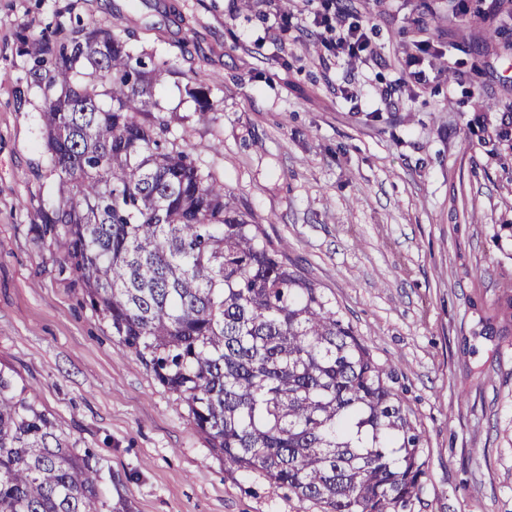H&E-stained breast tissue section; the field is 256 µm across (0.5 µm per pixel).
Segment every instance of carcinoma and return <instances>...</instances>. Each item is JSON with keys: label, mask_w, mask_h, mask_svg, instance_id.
<instances>
[{"label": "carcinoma", "mask_w": 512, "mask_h": 512, "mask_svg": "<svg viewBox=\"0 0 512 512\" xmlns=\"http://www.w3.org/2000/svg\"><path fill=\"white\" fill-rule=\"evenodd\" d=\"M55 176L40 211L61 267L112 335L183 397L224 472L253 474L305 512H413L426 431L394 372L224 183L167 137L155 98L172 73L91 20L32 51ZM197 111L214 110L202 82ZM512 168V128L476 117ZM512 327L505 287L482 329ZM100 459L0 370V512H130L101 491Z\"/></svg>", "instance_id": "1"}]
</instances>
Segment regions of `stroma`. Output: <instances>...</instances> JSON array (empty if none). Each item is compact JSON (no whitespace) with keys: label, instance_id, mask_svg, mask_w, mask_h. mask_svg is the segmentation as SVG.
<instances>
[{"label":"stroma","instance_id":"stroma-1","mask_svg":"<svg viewBox=\"0 0 512 512\" xmlns=\"http://www.w3.org/2000/svg\"><path fill=\"white\" fill-rule=\"evenodd\" d=\"M346 4L369 7L378 26L363 63L313 53L305 17L287 48L257 45V12L232 0H0V369L119 477L103 491L133 512L301 509L253 475L225 474L184 401L118 344L43 234L55 181L18 37L91 18L172 66L156 91L171 137L268 219L394 371L427 435L414 512H512V331L478 333L512 280V170L473 124L512 103V23L478 54L480 33L451 0ZM422 35L443 49L422 65L433 83L408 82L382 105L375 74L398 77ZM200 81L215 102L203 115L187 94ZM374 110L381 119L367 120Z\"/></svg>","mask_w":512,"mask_h":512}]
</instances>
